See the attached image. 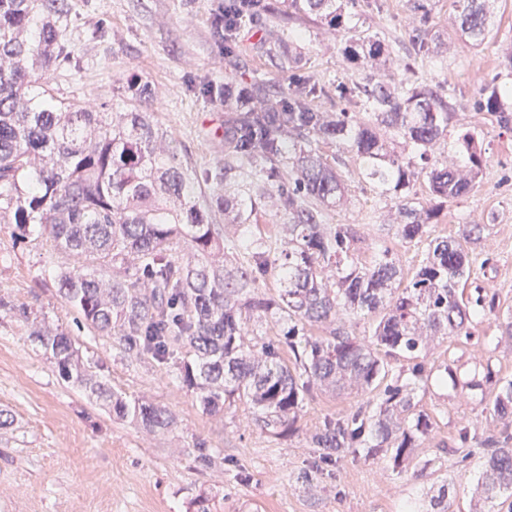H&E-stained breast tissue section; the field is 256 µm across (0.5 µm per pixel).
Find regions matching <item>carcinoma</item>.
<instances>
[{"mask_svg":"<svg viewBox=\"0 0 512 512\" xmlns=\"http://www.w3.org/2000/svg\"><path fill=\"white\" fill-rule=\"evenodd\" d=\"M488 2L452 0L453 30L484 42L493 27ZM267 7L263 0H222L215 28L228 39L238 13ZM68 9V0H0V220L24 233L35 224L54 248L75 257L79 266L54 278L67 304L128 355L172 364L206 413L222 416L249 404L261 413V429L281 436L292 430L314 387L360 391L367 398L355 411L326 418L312 436L321 463L334 465L365 448L404 471L433 423L415 412L421 364H413L405 381L387 358H415L431 334L468 337L474 319L494 311L493 297L477 295L473 312L464 299L468 245L480 239L483 225H469L458 238L430 240L427 257L406 281L389 249L366 261L354 225L325 223L347 198L320 145L357 157L362 180L394 208L395 235L411 242L428 235L443 204L472 191L485 163L477 134L458 123L443 90L412 81L396 86L370 78L336 87L357 99L361 112L318 111L304 83L290 90L213 85L211 94L230 111L226 160L214 174L225 187L212 202L224 211L220 226L197 204L195 177L152 113L64 102L41 81L42 72L70 56L63 38ZM288 9L346 33L341 55L347 66L371 67L387 52L346 13L345 0H288ZM127 91L140 103L152 95L136 73ZM509 97L511 86L493 83L475 106L509 126ZM454 123L452 155L438 159L434 148L448 141ZM397 143L412 155L397 152ZM420 174L428 183L425 204L407 193ZM252 175L273 188L267 197L287 216L275 241L247 235L258 202L245 207L234 187ZM229 227L237 237L227 246ZM181 241L189 247L182 257L174 252ZM236 249L247 251L250 263L237 261ZM267 278L277 283L275 297L260 291ZM350 315L368 322L369 335L345 330ZM251 321L278 325L280 343L249 335ZM32 336L60 378L89 390L115 415L132 418L149 434L174 427L169 408L131 403L94 379L66 332L36 329ZM180 347L193 352V360L177 359ZM489 395L502 423L482 454L480 487L491 501L512 493V380L494 385Z\"/></svg>","mask_w":512,"mask_h":512,"instance_id":"obj_1","label":"carcinoma"}]
</instances>
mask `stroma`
Instances as JSON below:
<instances>
[{
	"label": "stroma",
	"mask_w": 512,
	"mask_h": 512,
	"mask_svg": "<svg viewBox=\"0 0 512 512\" xmlns=\"http://www.w3.org/2000/svg\"><path fill=\"white\" fill-rule=\"evenodd\" d=\"M407 0H355L365 29L388 45L383 71L395 80L443 88L461 123L475 130L485 149V165L472 191L445 204L433 237H455L467 224L483 225L466 297L477 288L494 295L496 311L478 321L471 337L434 342L420 353L428 379L416 397L434 429L415 450L404 472L385 461L356 453L307 482L315 454L312 434L324 418L355 410L359 396L313 389L291 436L263 433L252 408L240 404L224 417L204 413L195 394L152 359L129 357L112 337L81 322L54 282L57 270L74 257L44 238L0 223V410L13 425L0 430V512H197L195 500L208 495L210 512H428L440 491L448 512H475L474 488L481 462L480 442L488 436L492 405L484 394L455 387L491 367L495 378L512 379V345L501 319L512 317V127L492 113L472 108L474 95L493 81L511 77L505 55L512 47V0H493L494 29L474 48L457 40L448 24L451 0H429L430 17L409 11ZM219 0H70L69 63L53 67L45 79L56 97L122 112L131 74L151 83L146 109L168 131L180 159L193 169L196 200L207 206L223 184L206 172L224 164L222 99L207 86L232 79L288 86L305 81L315 89L322 112L354 111L336 87L369 77V70L340 62L342 37L319 25L288 19L285 0L275 11L243 18L232 44L214 30ZM440 33L448 48L414 54V29ZM290 47L296 61L281 63L277 51ZM349 204L328 215L331 224L356 225L365 254L389 248L405 276H412L427 253L426 241L405 242L387 229L388 207L359 177L353 155L336 162ZM27 307L21 320L15 307ZM43 321L69 334L82 362L127 399L147 397L170 407L171 432L149 435L128 418L117 417L84 389L62 380L45 350L31 337L30 324ZM470 430L457 441L460 427ZM216 457L213 468L192 462L197 441ZM468 450L446 468L451 447ZM433 467H425V460Z\"/></svg>",
	"instance_id": "stroma-1"
}]
</instances>
